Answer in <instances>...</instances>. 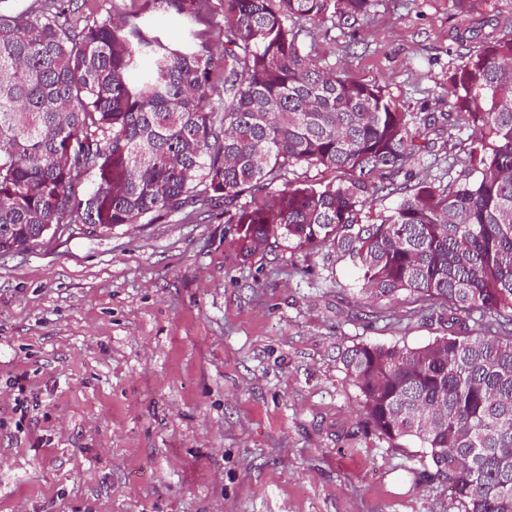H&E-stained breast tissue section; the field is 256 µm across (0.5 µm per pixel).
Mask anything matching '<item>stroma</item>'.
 <instances>
[{
  "label": "stroma",
  "instance_id": "1",
  "mask_svg": "<svg viewBox=\"0 0 512 512\" xmlns=\"http://www.w3.org/2000/svg\"><path fill=\"white\" fill-rule=\"evenodd\" d=\"M453 23L448 0H374L299 26L416 115L451 109ZM356 278L326 247L241 257L209 206L0 253V512H462L419 443L364 426L339 362L446 328Z\"/></svg>",
  "mask_w": 512,
  "mask_h": 512
}]
</instances>
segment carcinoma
<instances>
[{
    "mask_svg": "<svg viewBox=\"0 0 512 512\" xmlns=\"http://www.w3.org/2000/svg\"><path fill=\"white\" fill-rule=\"evenodd\" d=\"M13 2L0 0V252L74 219L108 231L216 202L243 257L272 238L336 251L355 295L448 324L422 346L341 353L364 424L417 440L463 512H512V15L454 29L453 111L417 119L299 39L297 22L352 27L373 0ZM448 2L454 17L486 4ZM157 14L184 23L181 41ZM447 124L470 134L441 155L428 134ZM445 162L438 183L414 180L413 165Z\"/></svg>",
    "mask_w": 512,
    "mask_h": 512,
    "instance_id": "1",
    "label": "carcinoma"
}]
</instances>
